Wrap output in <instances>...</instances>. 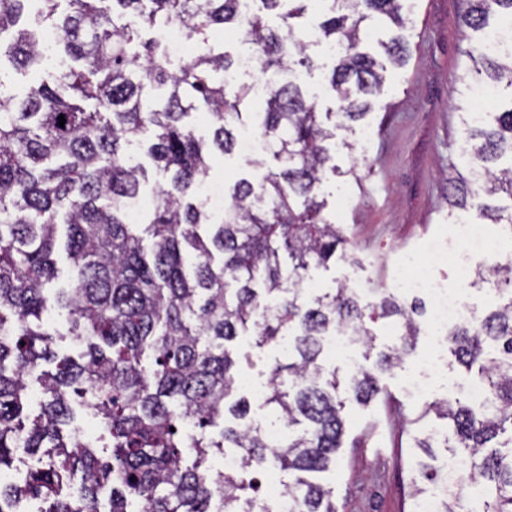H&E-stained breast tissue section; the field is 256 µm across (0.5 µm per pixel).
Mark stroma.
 I'll use <instances>...</instances> for the list:
<instances>
[{
	"label": "stroma",
	"mask_w": 512,
	"mask_h": 512,
	"mask_svg": "<svg viewBox=\"0 0 512 512\" xmlns=\"http://www.w3.org/2000/svg\"><path fill=\"white\" fill-rule=\"evenodd\" d=\"M405 7L408 22L399 34L408 47L406 64L387 69L370 113L352 132H336L356 146L351 154L338 149L336 162L356 167L357 174L322 188L325 212L348 240L349 258L312 270L303 285L306 298L342 284L372 300L407 256L430 263L456 223L472 219L471 212L450 209L448 176L466 166L460 111L472 105L464 83L466 52L478 36L461 25L464 0H405ZM309 54L316 70H296L293 79L322 112L334 104L326 78L332 57L321 45ZM263 175L242 153L218 154L211 163L210 176L220 185L240 178L257 184ZM428 356L429 338L423 335L405 363L380 374L374 399L347 403L336 467L321 477L333 490L336 512H415V488L432 491L420 473L428 465L442 466L449 451L441 442L429 453L416 446L438 424L428 408L450 395L465 397L478 375L446 352L429 392L411 395L405 379Z\"/></svg>",
	"instance_id": "1"
}]
</instances>
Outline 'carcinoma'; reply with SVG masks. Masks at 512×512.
<instances>
[{
    "instance_id": "carcinoma-1",
    "label": "carcinoma",
    "mask_w": 512,
    "mask_h": 512,
    "mask_svg": "<svg viewBox=\"0 0 512 512\" xmlns=\"http://www.w3.org/2000/svg\"><path fill=\"white\" fill-rule=\"evenodd\" d=\"M258 2L280 14L278 28L244 10L242 0H0V57L38 72L46 25L82 63L51 83L33 82L19 101L0 81V473L12 467L16 448L34 459L22 484L0 482V512H20L29 501L44 504L43 512H98L108 486L109 512H127L134 498L143 502L141 512H208L217 493L224 512H241L243 496L258 490L254 474L270 463L294 474L283 484L292 512H336L332 491L311 475L336 465L345 402L372 400L381 391L376 372L415 351L422 307L401 305L390 292L364 303L344 286L308 302L300 285L311 266L345 256L346 239L320 199L324 179L339 173L329 141L335 129L363 118L370 108L364 97L380 91L385 65L364 43L375 21L405 25L404 0H323L317 27L337 49L330 75L337 110L325 113L337 118L331 129L300 87L281 79L294 67L314 66L296 23L312 0ZM466 4L469 30H486L493 17L512 24V0ZM139 20L178 23L191 41H206L216 27L240 34L267 75L258 130L270 149L252 163L274 166L259 192L246 178L234 183L222 221L213 220L198 189L214 152L238 149L251 86L231 90L214 77L235 65L225 52L175 63L164 45L139 37ZM382 48L391 64L405 63L401 38ZM466 55L472 80L485 74L512 99L511 50L492 53L480 44ZM199 108L212 123L208 143L183 123ZM461 124L469 165L450 180L448 203L512 230V166L497 165L512 157V107L478 120L463 115ZM145 133L146 155L167 182L134 223L148 169L133 146ZM496 194L503 202L489 204ZM61 227L72 278L51 299ZM472 286L493 292L496 303L448 331L447 341L460 365L479 364L487 403L477 413L448 398L431 410L452 423L483 512H512V268L492 277L479 270ZM51 301L67 310L84 350L39 374L40 413L27 426L26 376L56 359L55 333L44 319ZM394 316L397 343L377 353L371 324ZM338 329L349 332L364 359L377 353L372 366H358L344 381L321 358L324 337ZM240 336L254 337L258 349L292 337L294 359L276 363L259 398L239 393L241 367L253 366L250 354L230 349ZM72 394L108 429L111 459L76 431L63 433L74 418ZM254 399L288 430L281 442L252 419ZM219 419L224 427L215 437L208 429ZM184 448L198 454L190 467L181 465ZM210 449L236 454L237 467L215 478L200 470ZM77 468L83 488L74 504L61 485Z\"/></svg>"
}]
</instances>
